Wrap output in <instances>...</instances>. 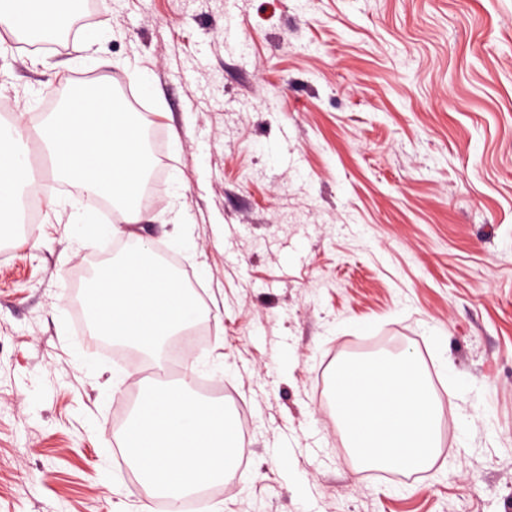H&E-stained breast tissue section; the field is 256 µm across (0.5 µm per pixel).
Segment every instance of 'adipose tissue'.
I'll use <instances>...</instances> for the list:
<instances>
[{"mask_svg": "<svg viewBox=\"0 0 512 512\" xmlns=\"http://www.w3.org/2000/svg\"><path fill=\"white\" fill-rule=\"evenodd\" d=\"M18 141L15 128L0 132V221L14 211L22 192L38 190L28 177V157L18 148ZM88 288L96 300L98 330L152 356L200 314L189 291L162 268L148 275L130 270L121 261L92 280Z\"/></svg>", "mask_w": 512, "mask_h": 512, "instance_id": "1", "label": "adipose tissue"}]
</instances>
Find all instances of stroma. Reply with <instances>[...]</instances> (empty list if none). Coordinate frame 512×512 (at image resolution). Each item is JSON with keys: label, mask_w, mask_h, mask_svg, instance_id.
Here are the masks:
<instances>
[{"label": "stroma", "mask_w": 512, "mask_h": 512, "mask_svg": "<svg viewBox=\"0 0 512 512\" xmlns=\"http://www.w3.org/2000/svg\"><path fill=\"white\" fill-rule=\"evenodd\" d=\"M63 49L0 31V126L79 74L127 78L163 149L143 220L52 185L0 245V512H151L114 434L177 369L245 402V466L199 512H512V0H95ZM101 236H88L89 225ZM157 243L211 341L180 367L80 341L83 252ZM400 345L441 406L435 464L368 476L319 379Z\"/></svg>", "instance_id": "stroma-1"}]
</instances>
